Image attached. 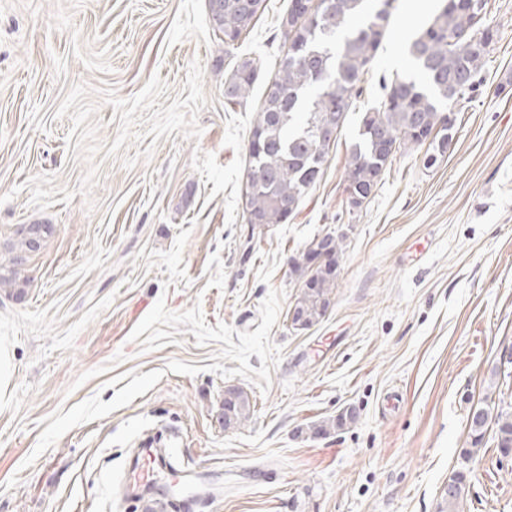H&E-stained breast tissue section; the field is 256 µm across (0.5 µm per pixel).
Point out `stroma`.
Returning a JSON list of instances; mask_svg holds the SVG:
<instances>
[{
    "instance_id": "obj_1",
    "label": "stroma",
    "mask_w": 512,
    "mask_h": 512,
    "mask_svg": "<svg viewBox=\"0 0 512 512\" xmlns=\"http://www.w3.org/2000/svg\"><path fill=\"white\" fill-rule=\"evenodd\" d=\"M289 0L238 44L259 75L224 104L207 0H0V256L47 224L0 289V512H512V455L473 458L467 417L512 405V0H487L486 79L451 148L396 155L347 216L356 101L289 223H246L247 143ZM365 84L404 69L438 0H397ZM347 229L332 303L291 325V258ZM248 422L224 426V390ZM353 408L328 435L310 424ZM177 434L207 493L129 485L140 441ZM446 487L448 489L445 488L442 500L446 508L448 505V510L444 508L440 512H457L458 503L468 494V475L462 471L455 473L448 480Z\"/></svg>"
}]
</instances>
